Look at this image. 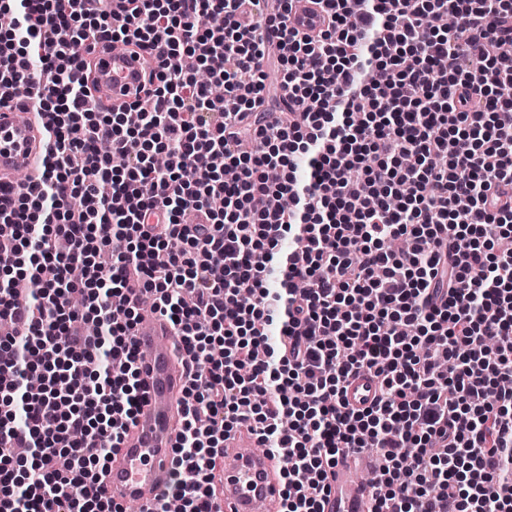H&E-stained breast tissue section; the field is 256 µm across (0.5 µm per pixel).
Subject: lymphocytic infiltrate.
<instances>
[{
  "mask_svg": "<svg viewBox=\"0 0 512 512\" xmlns=\"http://www.w3.org/2000/svg\"><path fill=\"white\" fill-rule=\"evenodd\" d=\"M315 2L311 37L291 0H0V106L49 118L39 182L0 184V512H117L91 488L141 401L134 287L189 359L180 512H218L244 424L280 512L367 448L373 512H512V0ZM112 40L155 62L134 112L85 104L71 45ZM290 27L299 33H318L325 29L326 22L316 5L306 0L294 2L290 15ZM375 389L372 379L360 375L346 386L344 397L351 408H364L373 401Z\"/></svg>",
  "mask_w": 512,
  "mask_h": 512,
  "instance_id": "1",
  "label": "lymphocytic infiltrate"
}]
</instances>
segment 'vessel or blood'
Segmentation results:
<instances>
[{
    "mask_svg": "<svg viewBox=\"0 0 512 512\" xmlns=\"http://www.w3.org/2000/svg\"><path fill=\"white\" fill-rule=\"evenodd\" d=\"M290 26L299 33H317L326 22L313 0H296ZM92 65V104L98 108L136 101L146 70L142 56L122 42L97 44L89 53ZM46 121L34 104L25 111L0 108V181L23 189L25 181L43 174ZM176 332L165 317L146 308L134 328V340L144 354L142 400L134 423L118 454L96 486L98 494L114 505L142 503L163 512V493L170 479L171 450L180 429L182 386L186 379L185 355L176 349ZM375 383L365 376L353 378L344 397L350 407L363 408L374 399ZM256 436L240 427L226 442L224 469L216 501L221 512H279L280 466L275 458L257 451ZM355 459L340 456L329 474L325 512H370L373 490L355 478Z\"/></svg>",
    "mask_w": 512,
    "mask_h": 512,
    "instance_id": "1",
    "label": "vessel or blood"
}]
</instances>
